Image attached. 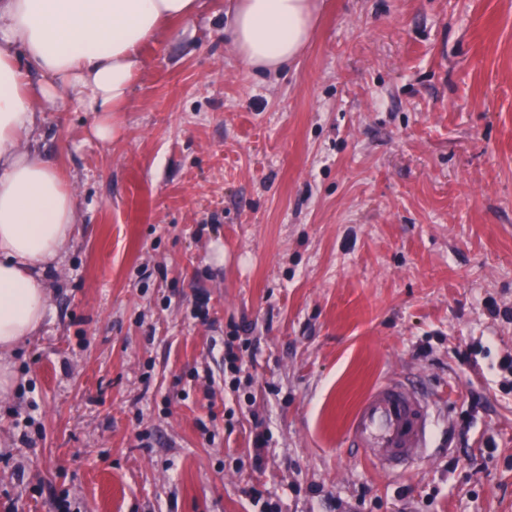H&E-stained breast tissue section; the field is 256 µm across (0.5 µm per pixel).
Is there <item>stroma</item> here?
<instances>
[{
  "instance_id": "1",
  "label": "stroma",
  "mask_w": 512,
  "mask_h": 512,
  "mask_svg": "<svg viewBox=\"0 0 512 512\" xmlns=\"http://www.w3.org/2000/svg\"><path fill=\"white\" fill-rule=\"evenodd\" d=\"M231 8L143 48L110 141L35 105L79 211L0 398V512H512V0H321L275 76ZM390 376L434 414L394 474L345 442Z\"/></svg>"
}]
</instances>
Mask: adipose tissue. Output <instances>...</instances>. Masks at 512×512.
<instances>
[{"mask_svg":"<svg viewBox=\"0 0 512 512\" xmlns=\"http://www.w3.org/2000/svg\"><path fill=\"white\" fill-rule=\"evenodd\" d=\"M204 0H0V396L9 357L48 310L45 272L69 247L78 215L70 184L28 146L34 98L115 112L143 71L141 49ZM319 0H235L227 37L248 65L278 73L309 42Z\"/></svg>","mask_w":512,"mask_h":512,"instance_id":"obj_1","label":"adipose tissue"}]
</instances>
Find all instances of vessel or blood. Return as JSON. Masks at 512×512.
I'll list each match as a JSON object with an SVG mask.
<instances>
[{
	"label": "vessel or blood",
	"instance_id": "vessel-or-blood-1",
	"mask_svg": "<svg viewBox=\"0 0 512 512\" xmlns=\"http://www.w3.org/2000/svg\"><path fill=\"white\" fill-rule=\"evenodd\" d=\"M430 404L412 387L394 380L376 384L349 421L346 441L382 470L409 468L424 456Z\"/></svg>",
	"mask_w": 512,
	"mask_h": 512
}]
</instances>
